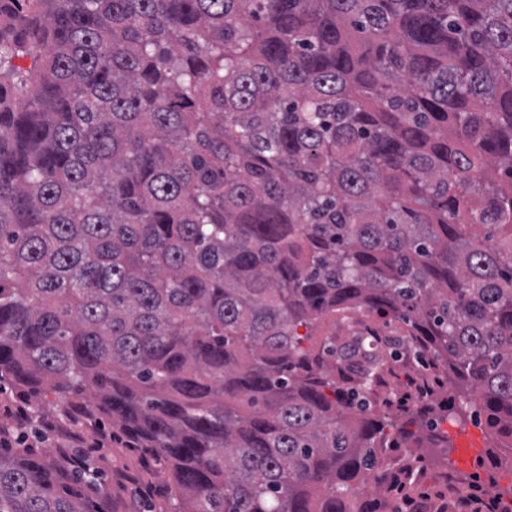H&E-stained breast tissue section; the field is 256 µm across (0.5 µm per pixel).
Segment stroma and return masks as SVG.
Returning <instances> with one entry per match:
<instances>
[{
	"instance_id": "obj_1",
	"label": "stroma",
	"mask_w": 512,
	"mask_h": 512,
	"mask_svg": "<svg viewBox=\"0 0 512 512\" xmlns=\"http://www.w3.org/2000/svg\"><path fill=\"white\" fill-rule=\"evenodd\" d=\"M25 399L27 419H20L16 406ZM0 424L11 427L14 434L28 438L41 452L65 446L70 433H77L83 446L97 460L111 461L113 468L104 472L102 484L112 497L114 512H170L167 487L170 473L162 461L130 448L126 438L110 420L95 423L82 418H66L63 408H42L39 398L19 396L9 384L0 385ZM429 478H447L449 484L466 493L512 485V471L493 470L472 462L458 464L453 448L438 449L434 459L426 462Z\"/></svg>"
}]
</instances>
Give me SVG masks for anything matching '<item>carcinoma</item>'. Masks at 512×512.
Returning a JSON list of instances; mask_svg holds the SVG:
<instances>
[{
  "label": "carcinoma",
  "instance_id": "1",
  "mask_svg": "<svg viewBox=\"0 0 512 512\" xmlns=\"http://www.w3.org/2000/svg\"><path fill=\"white\" fill-rule=\"evenodd\" d=\"M0 382L108 418L172 512H370L400 372L512 448V0H0ZM306 332L299 333V328ZM415 491L435 394L411 396ZM0 429V512H109Z\"/></svg>",
  "mask_w": 512,
  "mask_h": 512
}]
</instances>
